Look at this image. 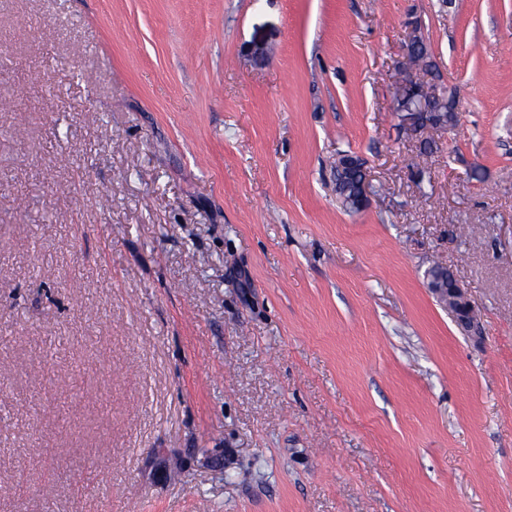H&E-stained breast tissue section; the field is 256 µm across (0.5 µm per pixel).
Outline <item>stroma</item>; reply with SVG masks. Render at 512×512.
<instances>
[{
	"label": "stroma",
	"instance_id": "35a3bbf8",
	"mask_svg": "<svg viewBox=\"0 0 512 512\" xmlns=\"http://www.w3.org/2000/svg\"><path fill=\"white\" fill-rule=\"evenodd\" d=\"M0 512H512V0H0ZM417 43H422L423 45H425L422 37L418 34L416 30H413L409 35L408 44L406 45V53L404 55V61L402 62L403 69L407 74V79L403 87H401L400 89L399 100L402 99L407 88H412L414 92H417L420 95L435 93L434 90L430 88V86L427 85L420 87L416 83V73L418 68L415 65V61L424 75H430L433 77L435 72V64L433 68L431 62L427 63L425 59H423V49H419L418 55L414 61L410 53L413 51V48ZM400 112H403L401 115V121L403 125L409 129L410 131L420 134L427 131H435L440 132L446 130L447 127H450L451 124L456 120V116L454 120L450 123H444V118H437L431 121H422L419 119V109L417 108H401ZM348 153L337 155L336 157V167L340 171L344 169H349L356 165H361L363 179L359 185V197H358V208H365L369 203V189L371 186L370 175L365 169L364 163L359 156H351L348 157ZM336 169V187L342 193L346 188L348 189L347 197L350 196L354 190L355 182L357 180V173L354 172L348 179H344V175ZM428 276L430 278L428 287L456 324L466 332L474 329L476 320L474 310L468 300L465 288L456 277L449 270L441 280H436L431 270Z\"/></svg>",
	"mask_w": 512,
	"mask_h": 512
}]
</instances>
